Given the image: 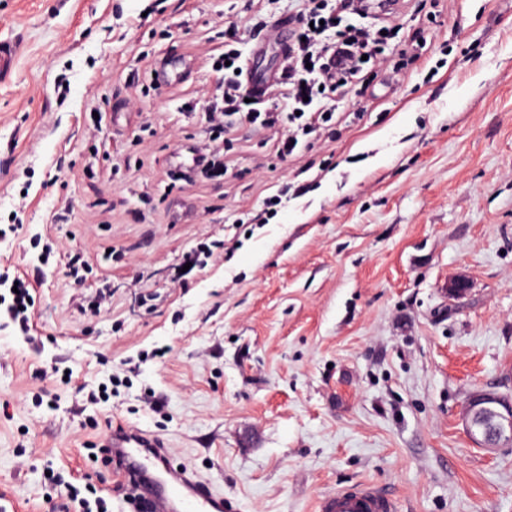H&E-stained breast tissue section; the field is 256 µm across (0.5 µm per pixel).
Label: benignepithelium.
<instances>
[{
  "label": "benign epithelium",
  "instance_id": "obj_1",
  "mask_svg": "<svg viewBox=\"0 0 512 512\" xmlns=\"http://www.w3.org/2000/svg\"><path fill=\"white\" fill-rule=\"evenodd\" d=\"M470 439L480 448L512 447V401L492 391L472 396L464 411Z\"/></svg>",
  "mask_w": 512,
  "mask_h": 512
}]
</instances>
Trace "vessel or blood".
<instances>
[{
  "instance_id": "obj_1",
  "label": "vessel or blood",
  "mask_w": 512,
  "mask_h": 512,
  "mask_svg": "<svg viewBox=\"0 0 512 512\" xmlns=\"http://www.w3.org/2000/svg\"><path fill=\"white\" fill-rule=\"evenodd\" d=\"M248 88L264 97L276 81L272 71L247 70ZM111 468L131 497L133 512H243L242 502L216 492L183 467L173 465L166 443L142 430L113 426L102 442ZM315 512H394L389 490L371 482L320 495Z\"/></svg>"
}]
</instances>
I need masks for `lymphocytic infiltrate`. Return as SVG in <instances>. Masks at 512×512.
<instances>
[{
  "label": "lymphocytic infiltrate",
  "instance_id": "1",
  "mask_svg": "<svg viewBox=\"0 0 512 512\" xmlns=\"http://www.w3.org/2000/svg\"><path fill=\"white\" fill-rule=\"evenodd\" d=\"M395 9L372 11L369 0H301L298 30L287 54L281 58L278 81L265 98L249 99L240 71L242 41L236 22H226L224 49L210 62L220 65L222 94L211 110L209 140H228L230 116L258 129L278 133L274 153L285 161L309 148L310 137L336 139L338 115L367 112L369 91L385 74L412 70L427 45L436 10L409 25L404 38L393 31ZM13 294L7 310L23 331L33 325L34 285L27 278L11 279L0 272V287Z\"/></svg>",
  "mask_w": 512,
  "mask_h": 512
}]
</instances>
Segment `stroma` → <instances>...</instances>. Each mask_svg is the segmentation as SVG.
<instances>
[{
  "label": "stroma",
  "mask_w": 512,
  "mask_h": 512,
  "mask_svg": "<svg viewBox=\"0 0 512 512\" xmlns=\"http://www.w3.org/2000/svg\"><path fill=\"white\" fill-rule=\"evenodd\" d=\"M440 8L430 58L335 142L282 162L243 127L210 182L176 155L207 141L205 60L241 0H0L21 46L0 83V226L23 225L0 265L39 277L34 337L0 306V502L76 512L64 480L121 512L92 457L121 423L245 512H313L365 480L395 512H512V448L477 447L463 417L477 392L512 398V0ZM297 9L265 6L246 63L277 69L271 28ZM289 180L268 223L243 222Z\"/></svg>",
  "instance_id": "stroma-1"
}]
</instances>
